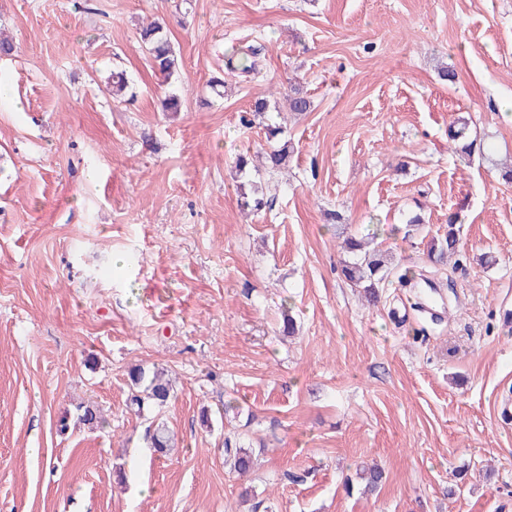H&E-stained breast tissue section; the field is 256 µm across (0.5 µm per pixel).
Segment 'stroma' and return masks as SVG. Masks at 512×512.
Listing matches in <instances>:
<instances>
[{
    "instance_id": "obj_1",
    "label": "stroma",
    "mask_w": 512,
    "mask_h": 512,
    "mask_svg": "<svg viewBox=\"0 0 512 512\" xmlns=\"http://www.w3.org/2000/svg\"><path fill=\"white\" fill-rule=\"evenodd\" d=\"M153 20L181 58L169 84L139 38ZM0 34V512H248L247 490L272 512H512V0H0ZM248 44L258 74H224ZM260 97L293 153L240 173L269 146ZM253 182L270 205L248 212ZM347 233L426 284L367 303ZM137 365L166 370L165 406L128 409ZM457 215H450L448 217V231L443 239L432 241L429 257L431 262L437 265H447L448 253H454L457 250ZM224 456L233 460L234 468L240 474L247 473L252 468L253 459L250 452L233 443L230 438L224 441Z\"/></svg>"
}]
</instances>
